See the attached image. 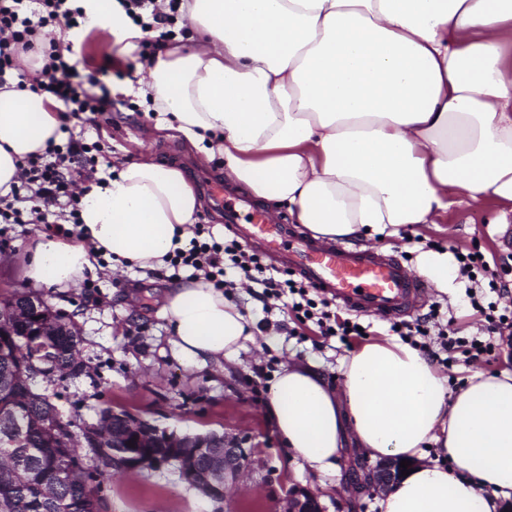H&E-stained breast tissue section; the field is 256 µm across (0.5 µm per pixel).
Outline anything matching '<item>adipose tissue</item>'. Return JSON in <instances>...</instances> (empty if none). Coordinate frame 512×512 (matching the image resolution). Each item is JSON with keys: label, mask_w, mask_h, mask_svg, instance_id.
Here are the masks:
<instances>
[{"label": "adipose tissue", "mask_w": 512, "mask_h": 512, "mask_svg": "<svg viewBox=\"0 0 512 512\" xmlns=\"http://www.w3.org/2000/svg\"><path fill=\"white\" fill-rule=\"evenodd\" d=\"M199 45L166 46L136 95L258 202L287 205L326 241L394 235L494 198L512 220V0H181ZM49 94L0 88V191L62 135ZM183 172L126 162L82 197L83 234L36 233L27 274L61 291L93 270L163 267L193 233ZM162 313L188 366L236 359L258 335L204 277L170 283ZM316 357L281 365L266 417L292 460L336 475L347 440L409 460L383 512H501L512 501V373L477 371L456 394L399 339L364 343L333 388Z\"/></svg>", "instance_id": "obj_1"}]
</instances>
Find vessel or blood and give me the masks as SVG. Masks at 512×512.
<instances>
[{
  "mask_svg": "<svg viewBox=\"0 0 512 512\" xmlns=\"http://www.w3.org/2000/svg\"><path fill=\"white\" fill-rule=\"evenodd\" d=\"M207 193L229 223L241 224L244 242L262 243L269 254L354 311L400 317L411 313L429 290L428 283L397 257L370 248L289 237L287 225L271 223L248 203L225 199L218 181H210Z\"/></svg>",
  "mask_w": 512,
  "mask_h": 512,
  "instance_id": "vessel-or-blood-1",
  "label": "vessel or blood"
}]
</instances>
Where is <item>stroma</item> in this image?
Instances as JSON below:
<instances>
[{
	"instance_id": "1",
	"label": "stroma",
	"mask_w": 512,
	"mask_h": 512,
	"mask_svg": "<svg viewBox=\"0 0 512 512\" xmlns=\"http://www.w3.org/2000/svg\"><path fill=\"white\" fill-rule=\"evenodd\" d=\"M71 58L83 75L107 68L103 83L111 93L124 97L123 103L99 117L97 125L84 128V140L99 141L103 148L97 173L148 157L177 162L193 185L202 174L223 176L219 160H206L183 137L159 129L157 113L132 109L136 97L130 88L147 77L148 68L141 65L127 70V57L120 53L111 27L85 28L72 44ZM497 208L491 200L476 207L462 205L436 223L408 225L397 236L364 237L360 243L401 258L411 269L432 243L444 251L476 249L486 261L498 262L512 254L507 248L512 223H491ZM35 231L32 224H10L0 232V295H40L77 330L84 372L57 380L47 389L63 420L78 432L95 424L100 410L109 407L181 434H223L253 451L243 482L228 488L223 500L202 498L182 481L176 467L166 466L117 475L99 491L98 512H284L285 491L294 483L318 490L325 512H346L347 488L337 487L335 477L310 474L291 460L266 418L265 394L254 393L250 380L256 369L270 376L281 364L301 362L311 355L318 358L324 378L332 379L339 373L340 358L351 346L359 345V338L346 344L337 338L323 339L310 330L289 334L280 310L263 312L241 285L235 290V303L254 319L258 329L277 330L283 338L281 348L251 345L234 361L190 368L174 356L167 321L160 312L167 278L139 269L116 271L107 261L89 274L95 286L91 293L80 285L61 292L34 283L26 275V247ZM467 285V280L455 277L447 291L432 289L412 311V318L435 307L441 321H452L459 335H475L479 321L466 296ZM491 340L495 350L490 356L469 364L458 354L442 365L449 391L461 387L475 370L512 371V327L492 334Z\"/></svg>"
}]
</instances>
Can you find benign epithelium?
Wrapping results in <instances>:
<instances>
[{"label": "benign epithelium", "instance_id": "7a95c632", "mask_svg": "<svg viewBox=\"0 0 512 512\" xmlns=\"http://www.w3.org/2000/svg\"><path fill=\"white\" fill-rule=\"evenodd\" d=\"M47 303L38 296H25L22 308L25 315L16 316L7 329L0 330V346L17 336L32 338L42 335L37 315ZM152 439L159 448L181 449L178 458L152 455L145 460L131 458L121 453L112 454V466L131 471L137 469L142 462L155 467L175 466L179 472L187 476V483L206 493L215 488L214 481L224 482V486L235 485L241 481L248 462V453L241 444L227 446V441L216 434L195 436H179L174 432L161 429L146 421L133 418L125 413H112V447H140L141 441ZM213 448L224 449V461L220 468L203 467L202 458L209 455ZM348 481L353 490H368L376 493L389 492L401 476L400 460L389 458L374 468H366L362 459L352 458L346 470ZM287 512H322L318 494L308 488L297 486L288 494Z\"/></svg>", "mask_w": 512, "mask_h": 512}]
</instances>
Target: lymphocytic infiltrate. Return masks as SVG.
Masks as SVG:
<instances>
[{"label":"lymphocytic infiltrate","mask_w":512,"mask_h":512,"mask_svg":"<svg viewBox=\"0 0 512 512\" xmlns=\"http://www.w3.org/2000/svg\"><path fill=\"white\" fill-rule=\"evenodd\" d=\"M118 7L135 26L144 32L159 29L157 39L140 43L139 62L149 61L159 43L172 40L179 0H117ZM84 13L76 0H0V76L17 66L20 55L41 54L44 65L32 78V90L50 94L60 103L67 122L61 130L64 143L47 141L43 152L28 155L20 166L21 191L0 197V223L49 224L53 234L69 237L81 223V196L77 183L91 180L101 147L86 143L71 134L70 120L89 114L101 115L112 109L109 92L94 94L98 85L96 74H88L79 82V73L70 57L65 55L58 30L80 28ZM60 206V221H49L50 207ZM174 272H203L214 287L232 295L238 282H250L259 289L258 300L287 299L289 313L297 322L316 321L321 336L357 335V324L339 319L328 300L310 297V286L272 273L258 254L249 252L237 240L217 241L192 237L165 259Z\"/></svg>","instance_id":"obj_1"}]
</instances>
